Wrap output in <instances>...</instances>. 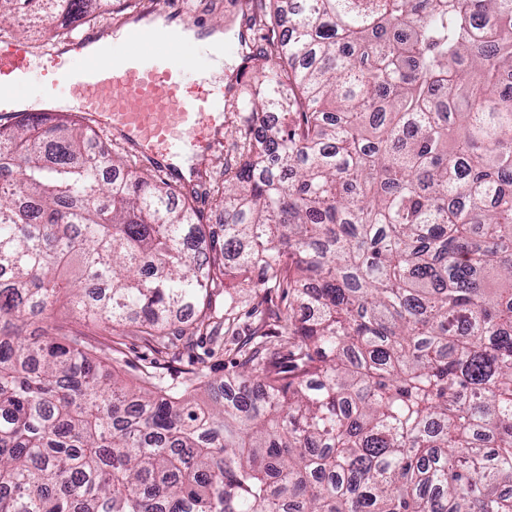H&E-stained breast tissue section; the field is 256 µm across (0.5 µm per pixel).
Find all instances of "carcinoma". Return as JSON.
I'll return each instance as SVG.
<instances>
[{"label": "carcinoma", "instance_id": "cac0c4a2", "mask_svg": "<svg viewBox=\"0 0 512 512\" xmlns=\"http://www.w3.org/2000/svg\"><path fill=\"white\" fill-rule=\"evenodd\" d=\"M31 2L0 35L92 0ZM248 2L219 231L68 116L0 128V512H512V0ZM224 277L286 304L219 382L22 335L67 295L163 348Z\"/></svg>", "mask_w": 512, "mask_h": 512}]
</instances>
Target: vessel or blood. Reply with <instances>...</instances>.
Here are the masks:
<instances>
[{
	"label": "vessel or blood",
	"mask_w": 512,
	"mask_h": 512,
	"mask_svg": "<svg viewBox=\"0 0 512 512\" xmlns=\"http://www.w3.org/2000/svg\"><path fill=\"white\" fill-rule=\"evenodd\" d=\"M96 26L66 39L52 53L64 95L79 102L75 113L87 123L118 134L166 174H173L174 157L206 154L212 138L200 129H215L227 99L224 85L209 83L204 91L189 90V58L176 54L175 46L158 40L153 29L130 25L125 30L127 50L111 53L102 45L111 35ZM98 52L75 67L71 58L84 57L89 46ZM37 54L25 43L0 49V98L21 90Z\"/></svg>",
	"instance_id": "1"
}]
</instances>
